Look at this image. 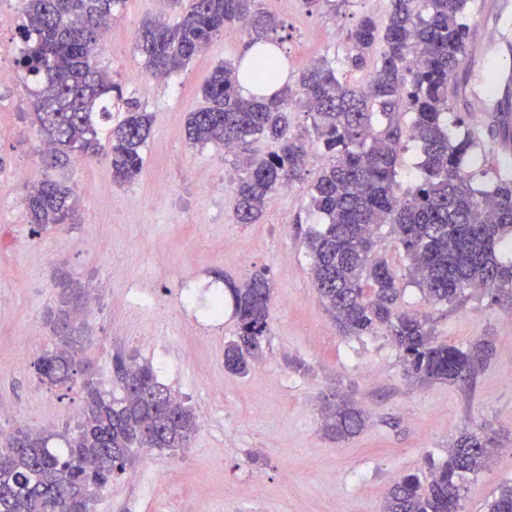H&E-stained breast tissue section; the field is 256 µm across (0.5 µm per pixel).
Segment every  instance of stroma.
<instances>
[{"instance_id": "stroma-1", "label": "stroma", "mask_w": 512, "mask_h": 512, "mask_svg": "<svg viewBox=\"0 0 512 512\" xmlns=\"http://www.w3.org/2000/svg\"><path fill=\"white\" fill-rule=\"evenodd\" d=\"M284 24L281 50L289 78L324 56H344L346 34L360 16H383L387 0H347L337 13L302 0H262ZM157 0H127L100 45L103 66L138 97L153 124L144 167L134 182L116 184L108 161L50 170L73 189L72 223L31 233L23 198L25 171L40 163L43 138L22 86L0 88V430L35 427L61 433L81 420L83 384L121 396L116 356L133 354L195 413L199 427L183 451H140L135 463L99 493L93 512H382L392 486L409 473L429 479L463 432L486 427L494 452L464 479L461 512H489L500 487L512 483V288L466 290L459 301L432 305L411 284L408 262L389 226L378 232L403 291L398 307L428 315L441 342L468 349L477 337L493 354L473 387L408 379L385 330L343 335L313 288L304 238L318 222L309 212L308 183L275 194L256 224L234 218L232 154L190 143L189 112L200 87L224 59H239L246 34L226 27L174 78L144 95L151 75L135 33L158 14ZM478 138L477 165L494 179L501 164L487 152L499 132L490 117L466 115ZM170 188L154 193L157 183ZM287 214L288 225L278 217ZM266 273L273 286L271 334L257 369L239 376L224 368V346L237 333L232 307L214 317L210 289ZM88 291L91 340L71 385L41 383L29 348L54 342L48 311L64 285ZM355 400L366 426L346 441L322 431L325 399ZM151 471L152 488L139 478Z\"/></svg>"}]
</instances>
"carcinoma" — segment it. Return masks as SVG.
<instances>
[{
	"label": "carcinoma",
	"instance_id": "obj_1",
	"mask_svg": "<svg viewBox=\"0 0 512 512\" xmlns=\"http://www.w3.org/2000/svg\"><path fill=\"white\" fill-rule=\"evenodd\" d=\"M261 0H166L179 11L168 23L147 18L136 35V50L147 71L169 77L185 69L227 25L239 24L254 48L249 62L217 65L202 89L205 106L190 113L187 137L194 144L231 146L241 175L235 219L255 224L271 197L300 178L308 151L289 132L288 112L302 109L319 147L330 155L308 185L310 205L321 229L306 247L311 278L325 309L351 336L386 327L401 353L407 377L418 383L468 384L491 355L481 336L467 349L442 343L426 315L400 311L401 289L375 231L391 225L409 262V276L431 304L451 303L466 289L512 288V264L497 252L512 244V179L477 183L464 170L474 146L471 133L454 137L446 114L451 79L468 54L469 0H388L384 19L365 15L347 31L344 67L327 58L305 68L295 85L281 83L283 61L274 45L282 22L260 7ZM126 0H18V38L26 45L16 57L22 80L39 83L34 116L48 144L47 167L65 166L72 156L105 155L117 184L142 172L152 116L100 66L103 30ZM376 64L369 80L353 73ZM257 88L278 87L269 97H245L239 79ZM117 110H112V101ZM410 114L409 138L423 153L418 183L396 191L402 148L400 115ZM271 140L267 156L253 143ZM72 190L45 179L27 193L32 233L73 219ZM237 317L236 339L224 349V367L246 375L271 333V286L263 273L229 288ZM81 297L63 289L49 313L57 342L37 355L42 382L58 386L78 373L74 318ZM119 399L107 398L93 383L84 386L83 421L65 447H49L51 436L18 429L0 448V512H91L99 491L125 472L134 450L176 452L189 446L198 429L193 411L158 381L151 363L117 359ZM363 412L345 398L326 401L322 430L343 440L364 426ZM494 440L486 432L463 435L448 460L430 464V480L415 475L397 481L383 512H448L461 499L464 474L481 469ZM490 512H512V484L499 490Z\"/></svg>",
	"mask_w": 512,
	"mask_h": 512
}]
</instances>
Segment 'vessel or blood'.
I'll return each instance as SVG.
<instances>
[{
    "instance_id": "vessel-or-blood-1",
    "label": "vessel or blood",
    "mask_w": 512,
    "mask_h": 512,
    "mask_svg": "<svg viewBox=\"0 0 512 512\" xmlns=\"http://www.w3.org/2000/svg\"><path fill=\"white\" fill-rule=\"evenodd\" d=\"M511 8L512 0H477L479 21L470 32L468 56L472 77L452 87L454 97L463 101L468 111H497L501 92L512 89V64L495 66L501 50L490 36L499 18Z\"/></svg>"
}]
</instances>
